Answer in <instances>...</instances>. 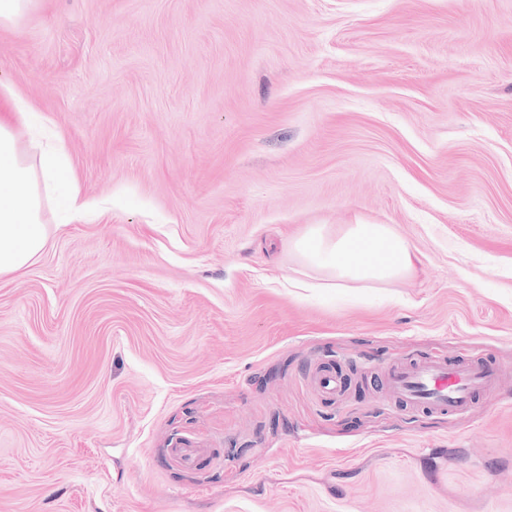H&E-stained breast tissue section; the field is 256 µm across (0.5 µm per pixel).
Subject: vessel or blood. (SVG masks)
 <instances>
[{
	"label": "vessel or blood",
	"mask_w": 512,
	"mask_h": 512,
	"mask_svg": "<svg viewBox=\"0 0 512 512\" xmlns=\"http://www.w3.org/2000/svg\"><path fill=\"white\" fill-rule=\"evenodd\" d=\"M374 382L405 408L450 412L468 408L477 395L491 392L498 375L481 363L451 366L429 359L392 366L388 372L377 374Z\"/></svg>",
	"instance_id": "vessel-or-blood-1"
}]
</instances>
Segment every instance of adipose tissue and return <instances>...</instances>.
<instances>
[{
  "instance_id": "ef3b65f1",
  "label": "adipose tissue",
  "mask_w": 512,
  "mask_h": 512,
  "mask_svg": "<svg viewBox=\"0 0 512 512\" xmlns=\"http://www.w3.org/2000/svg\"><path fill=\"white\" fill-rule=\"evenodd\" d=\"M20 127L31 133L37 159L20 148ZM63 153V141L47 135L43 117L24 98L11 91L0 96V274L22 271L44 249L43 194H57L71 218L88 209L61 164ZM292 248L331 288L387 284L418 272L416 249L388 224H348L338 231L321 224L295 239Z\"/></svg>"
}]
</instances>
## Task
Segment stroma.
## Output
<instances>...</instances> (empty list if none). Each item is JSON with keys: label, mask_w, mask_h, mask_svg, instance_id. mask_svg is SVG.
<instances>
[{"label": "stroma", "mask_w": 512, "mask_h": 512, "mask_svg": "<svg viewBox=\"0 0 512 512\" xmlns=\"http://www.w3.org/2000/svg\"><path fill=\"white\" fill-rule=\"evenodd\" d=\"M0 81L96 205L0 276V512H512V0H39ZM358 221L419 273L290 287ZM430 358L492 397L367 379ZM371 380L405 408L450 412L468 408L478 394L490 393L498 375L483 363L450 366L444 360L429 359L392 366Z\"/></svg>", "instance_id": "stroma-1"}]
</instances>
